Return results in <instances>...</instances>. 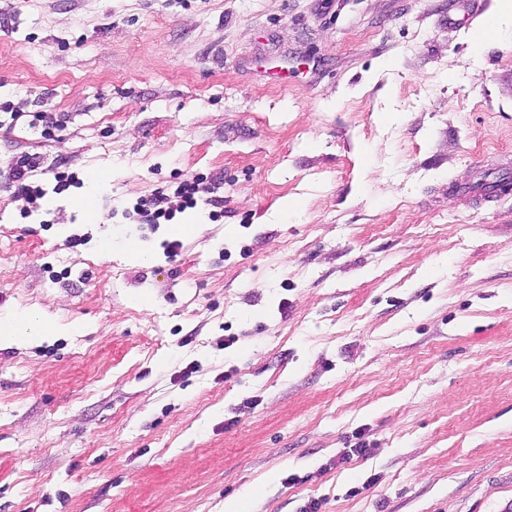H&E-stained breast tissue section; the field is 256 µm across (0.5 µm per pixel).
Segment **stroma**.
I'll return each mask as SVG.
<instances>
[{
    "label": "stroma",
    "mask_w": 512,
    "mask_h": 512,
    "mask_svg": "<svg viewBox=\"0 0 512 512\" xmlns=\"http://www.w3.org/2000/svg\"><path fill=\"white\" fill-rule=\"evenodd\" d=\"M474 3L0 0V318L64 328L0 344V512H512V190L462 184L512 177V46ZM199 177L169 256L185 213L131 210ZM33 157H26L21 162L9 167V179L16 190L29 200L36 201L45 195L41 186L29 180L30 173L35 171L37 162ZM203 178L192 182L181 183L174 191V198H177L176 209H174L172 197L163 191L142 198L137 201L133 211L136 218L145 221V224H161V221H170L174 212L178 209L194 208L198 203L213 205L210 188L204 184Z\"/></svg>",
    "instance_id": "stroma-1"
}]
</instances>
